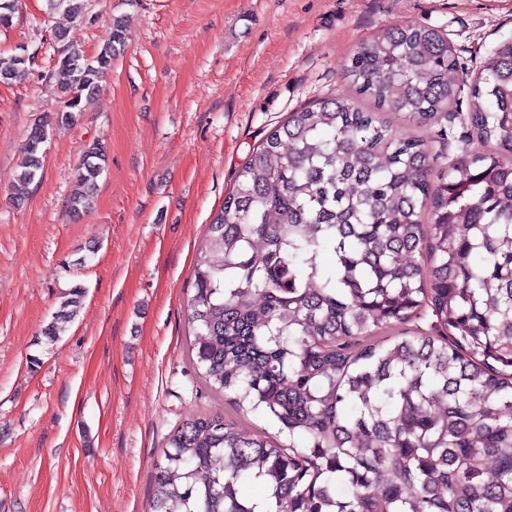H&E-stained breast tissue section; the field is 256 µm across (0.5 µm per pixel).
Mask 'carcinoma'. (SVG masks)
I'll return each mask as SVG.
<instances>
[{"instance_id":"carcinoma-1","label":"carcinoma","mask_w":512,"mask_h":512,"mask_svg":"<svg viewBox=\"0 0 512 512\" xmlns=\"http://www.w3.org/2000/svg\"><path fill=\"white\" fill-rule=\"evenodd\" d=\"M17 3L0 0L1 28ZM49 6L85 18L86 0ZM55 39L50 79L68 96L56 123L68 125L128 34L113 21L92 59L69 32ZM30 63L1 54L0 81ZM460 69L426 24L365 41L344 68L352 95L289 113L235 172L192 270L193 366L288 443L193 418L155 465L151 512H512V41L469 83L465 112ZM384 112L437 125L442 141L447 115L480 149L450 159ZM48 137L31 127L18 186L42 170ZM105 163L84 149L71 212L91 204ZM425 308L448 335L386 337Z\"/></svg>"}]
</instances>
